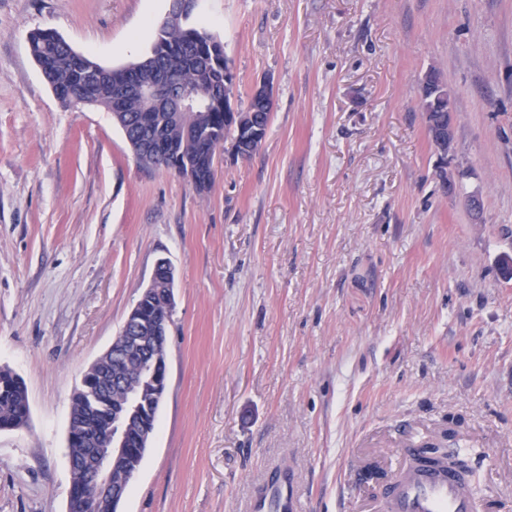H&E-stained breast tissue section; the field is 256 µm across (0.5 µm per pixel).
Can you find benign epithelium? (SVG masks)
<instances>
[{
  "instance_id": "7a95c632",
  "label": "benign epithelium",
  "mask_w": 512,
  "mask_h": 512,
  "mask_svg": "<svg viewBox=\"0 0 512 512\" xmlns=\"http://www.w3.org/2000/svg\"><path fill=\"white\" fill-rule=\"evenodd\" d=\"M199 0H170V7L166 19L174 25H188L190 19L198 8ZM165 67L162 62H152L144 69L136 71V76L130 83H113L112 85V112L118 116L126 111V103L131 97L140 98L143 111L172 112L184 125L186 134L195 132L191 127V121L196 117V110H208L215 100L224 101V119L231 121L237 127V139L231 145L235 155H247L255 152L266 139L268 128L264 127L262 117H254V112H240L235 108L234 73L231 64L224 63V86L212 88L208 91L190 92L169 82L164 74ZM102 76L88 83L80 81L74 89L61 90L52 88L55 96H66L74 105L82 107L95 106L96 86ZM449 89L447 84L434 74L426 75L420 87V101L436 112L443 111V102L448 99ZM250 99L256 104L259 112H274L276 97L273 85L268 80L257 83L250 94ZM431 136L435 148L442 157L448 156L454 140L453 120L439 122L432 126ZM132 151L136 154H149L167 161L172 170L179 173L189 185L196 191L206 190L213 184L214 175L202 181L191 165L181 166V163L173 159V147L165 137L161 128L151 131L146 139L128 141ZM175 281V271L172 262L167 257L157 259L154 267V275L150 281V287L145 289L143 296L150 297L153 293L158 296L165 307V313L159 315L150 311V306L137 302L127 316L126 323L131 325V334L126 336V344L129 346H143L146 337L136 335L144 327H149L157 334L155 353L148 361L151 369V388L148 391H140L131 395L129 404L110 408V414L104 424H99L98 415L91 411L85 423L76 428H70L68 433V445L92 443L91 435L95 434L104 439L109 445L106 454H101L100 449L93 448L91 452L98 456L99 463L92 477V484L96 496L91 498L85 490L74 484L70 485L68 495L67 512H97L98 502L102 501L112 505V512H119V505L124 500L126 489L115 487L112 484V471L119 464L131 456L144 457L152 438L150 432L135 436L130 434L127 413H136L140 417L143 426L154 422L160 404L168 388L167 351L160 345L162 335L167 333L171 321L173 305L172 291ZM113 377L110 371H97L95 366H90L82 375L80 389L93 401L94 408L102 407L106 396L112 389Z\"/></svg>"
}]
</instances>
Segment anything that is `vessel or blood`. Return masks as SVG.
I'll return each mask as SVG.
<instances>
[{"label": "vessel or blood", "instance_id": "1", "mask_svg": "<svg viewBox=\"0 0 512 512\" xmlns=\"http://www.w3.org/2000/svg\"><path fill=\"white\" fill-rule=\"evenodd\" d=\"M402 448V462L387 488L384 512H492L489 500L475 499L464 477L452 465L427 458L410 462ZM248 512H299L292 483L268 486L248 505Z\"/></svg>", "mask_w": 512, "mask_h": 512}]
</instances>
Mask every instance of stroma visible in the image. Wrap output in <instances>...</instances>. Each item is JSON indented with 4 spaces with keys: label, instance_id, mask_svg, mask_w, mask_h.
I'll list each match as a JSON object with an SVG mask.
<instances>
[{
    "label": "stroma",
    "instance_id": "1",
    "mask_svg": "<svg viewBox=\"0 0 512 512\" xmlns=\"http://www.w3.org/2000/svg\"><path fill=\"white\" fill-rule=\"evenodd\" d=\"M168 10L0 0V367L30 407L0 433V512H66L71 396L162 256L169 385L121 512H244L280 467L301 512H383L411 440L512 512V0H201L237 106L276 95L262 148L218 152L204 194L141 166L110 112L63 107L29 52L49 29L125 65ZM449 89L447 84L433 73H428L421 83L420 102H425L426 106L436 112H444L443 102L448 99ZM423 103H420L421 111L428 112ZM448 115V122L441 120L438 124H433L431 136L434 140L435 148L442 157H447L448 149L451 148L454 140V124L452 112H444Z\"/></svg>",
    "mask_w": 512,
    "mask_h": 512
}]
</instances>
